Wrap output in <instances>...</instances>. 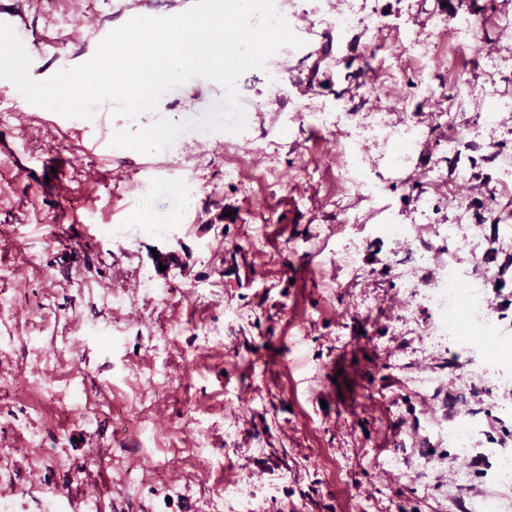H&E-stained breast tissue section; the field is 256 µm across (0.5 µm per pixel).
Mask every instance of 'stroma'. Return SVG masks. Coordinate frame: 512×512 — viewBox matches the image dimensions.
<instances>
[{"label": "stroma", "mask_w": 512, "mask_h": 512, "mask_svg": "<svg viewBox=\"0 0 512 512\" xmlns=\"http://www.w3.org/2000/svg\"><path fill=\"white\" fill-rule=\"evenodd\" d=\"M194 0H0L20 40L64 37L55 73L95 52L100 33L136 16H170ZM384 21L328 35L301 32L279 87L243 73V133H183L142 154L117 131L161 118L193 122L222 99L186 84L139 120L98 112L84 124L27 104L0 81V507L5 512H228L225 481L249 484L256 512H470L495 461L512 449V391L467 380L470 361L512 374V0H363ZM481 19L447 29L448 19ZM430 41L418 59L413 40ZM501 126L483 122L489 101ZM424 131L400 145L365 118ZM479 126L449 150L451 126ZM99 148H92V141ZM238 178L225 175L230 164ZM63 165L59 180L52 167ZM381 196L336 190L343 166ZM438 183H431V176ZM436 212L423 213L421 197ZM466 206L455 211L454 201ZM476 227L472 256L448 224ZM128 225V236L104 232ZM167 225L158 235L153 225ZM390 224H413L412 248ZM479 266L494 342L432 347L417 287L436 280L425 254ZM356 251L357 267L342 257ZM303 270L290 280L287 269ZM151 281L152 289L142 288ZM165 288L157 297L154 287ZM127 302L115 308L108 293ZM434 375L418 396L411 379ZM80 403L66 399L71 390ZM480 423L459 459L435 423ZM397 457L401 474L387 461ZM465 469L470 489L442 487ZM387 115V112L379 111L374 112L369 116L370 120L368 125L370 126L371 130L375 132V135L382 134L387 139L393 138L399 141L403 140V135H407V140H405L403 143V157L407 146L412 150H416L423 145L422 132L417 131L416 136L410 139L408 136V131L403 130L402 127L392 125L389 122Z\"/></svg>", "instance_id": "35a3bbf8"}]
</instances>
